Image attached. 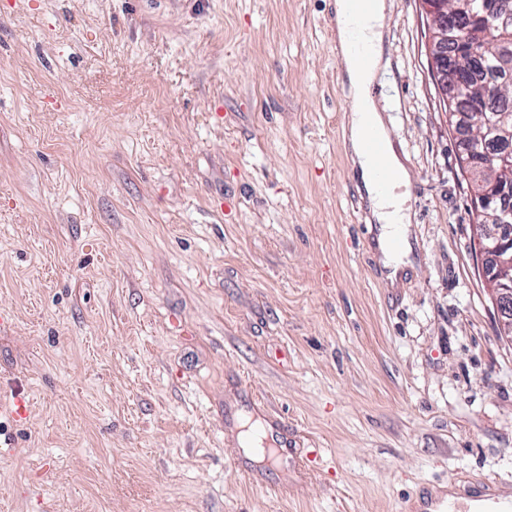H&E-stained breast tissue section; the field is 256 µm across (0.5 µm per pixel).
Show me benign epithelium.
Listing matches in <instances>:
<instances>
[{
    "label": "benign epithelium",
    "instance_id": "benign-epithelium-1",
    "mask_svg": "<svg viewBox=\"0 0 512 512\" xmlns=\"http://www.w3.org/2000/svg\"><path fill=\"white\" fill-rule=\"evenodd\" d=\"M427 24L432 30L426 44L430 72L444 105L453 107L455 99L465 91L466 80L455 60L459 52L480 60L487 42L496 31L512 24V13L499 9V3L488 4L486 15L475 19L448 0H421ZM453 130L468 129L458 137L460 158L469 170L484 165L477 133L478 120L471 114L453 113ZM473 215L482 219L475 225L474 251L478 268L489 285L500 313V333L512 335V183L491 181L470 189Z\"/></svg>",
    "mask_w": 512,
    "mask_h": 512
}]
</instances>
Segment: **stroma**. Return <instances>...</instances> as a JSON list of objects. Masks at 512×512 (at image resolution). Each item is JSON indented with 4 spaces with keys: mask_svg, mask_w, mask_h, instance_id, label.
<instances>
[{
    "mask_svg": "<svg viewBox=\"0 0 512 512\" xmlns=\"http://www.w3.org/2000/svg\"><path fill=\"white\" fill-rule=\"evenodd\" d=\"M335 0H0V512H407L512 494V341L420 0L373 86L407 169L383 273ZM265 405L299 474L220 415Z\"/></svg>",
    "mask_w": 512,
    "mask_h": 512,
    "instance_id": "35a3bbf8",
    "label": "stroma"
}]
</instances>
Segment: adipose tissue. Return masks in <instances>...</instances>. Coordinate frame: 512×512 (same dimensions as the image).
<instances>
[{
  "label": "adipose tissue",
  "mask_w": 512,
  "mask_h": 512,
  "mask_svg": "<svg viewBox=\"0 0 512 512\" xmlns=\"http://www.w3.org/2000/svg\"><path fill=\"white\" fill-rule=\"evenodd\" d=\"M386 8L385 0H372L363 28L368 46V62L345 68L344 80L350 98V108L345 117V139L352 161L358 169L371 217L379 226L377 244L382 263L389 271V279L393 280L404 267L410 253L409 246L399 247L395 244L396 237L405 234L410 216L400 193L401 187L408 184L407 170L371 93L384 55L383 19ZM370 128L375 129L383 141L388 164L395 174L396 192L385 195L376 188L363 152L364 136Z\"/></svg>",
  "instance_id": "1"
}]
</instances>
